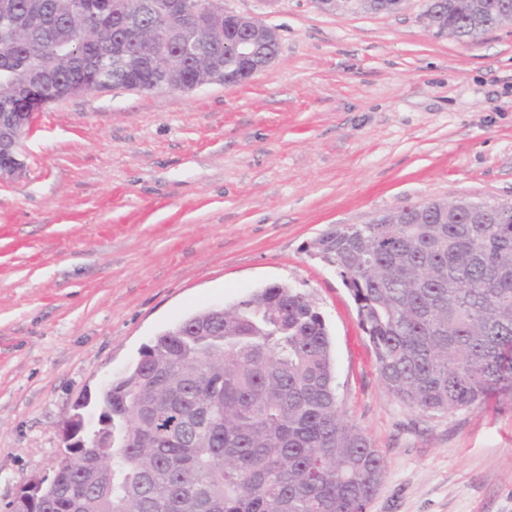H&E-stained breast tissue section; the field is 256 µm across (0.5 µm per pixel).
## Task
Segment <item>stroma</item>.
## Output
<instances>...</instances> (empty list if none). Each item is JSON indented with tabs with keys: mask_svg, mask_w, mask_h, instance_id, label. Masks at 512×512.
I'll return each mask as SVG.
<instances>
[{
	"mask_svg": "<svg viewBox=\"0 0 512 512\" xmlns=\"http://www.w3.org/2000/svg\"><path fill=\"white\" fill-rule=\"evenodd\" d=\"M278 38L247 82L114 89L38 112L0 183V512L49 476L76 405L188 316L289 283L328 327L342 410L378 448L367 512H512V399L430 415L383 389L313 241L428 200L512 202V24L434 35L318 0H224Z\"/></svg>",
	"mask_w": 512,
	"mask_h": 512,
	"instance_id": "stroma-1",
	"label": "stroma"
}]
</instances>
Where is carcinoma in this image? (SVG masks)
<instances>
[{"instance_id":"carcinoma-1","label":"carcinoma","mask_w":512,"mask_h":512,"mask_svg":"<svg viewBox=\"0 0 512 512\" xmlns=\"http://www.w3.org/2000/svg\"><path fill=\"white\" fill-rule=\"evenodd\" d=\"M512 0H427L442 29L474 42L469 5L494 23ZM0 14V114L46 78V97L108 91L137 81L145 92L172 71L182 28L173 0L138 21L156 34L132 40L130 6L100 19L91 0H9ZM95 22L100 34L74 38ZM238 27L218 18L193 34L204 48L184 59L190 87L233 72ZM481 218H448L427 201L370 224H342L312 248L336 268L356 305L385 391L406 407L451 414L512 398V204L474 200ZM89 436L82 415L52 477L33 479L12 512H366L385 474L379 450L339 404L322 314L302 290L259 288L224 308L163 330L102 400Z\"/></svg>"}]
</instances>
